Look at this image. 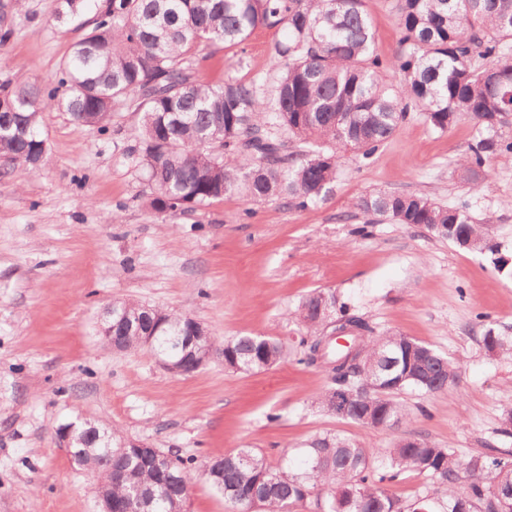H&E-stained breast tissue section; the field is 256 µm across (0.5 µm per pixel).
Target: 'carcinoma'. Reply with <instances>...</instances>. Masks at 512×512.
I'll list each match as a JSON object with an SVG mask.
<instances>
[{
  "label": "carcinoma",
  "mask_w": 512,
  "mask_h": 512,
  "mask_svg": "<svg viewBox=\"0 0 512 512\" xmlns=\"http://www.w3.org/2000/svg\"><path fill=\"white\" fill-rule=\"evenodd\" d=\"M66 15H93L92 28L72 48L49 86L0 84V158L9 176L43 162L42 112L57 107L80 124L105 127L111 112L127 107L142 114L134 148L146 176L149 203L160 214L193 212L226 195L253 201L286 199L307 207L325 197L339 174V150L348 146L371 157L392 138L409 113L418 112L446 131L466 120L478 136L461 162L475 180L486 162L512 151L500 130L512 125V0H398L400 52L384 62L373 51L374 33L363 0H61ZM258 27H283L274 46L278 81L267 98L263 82L195 81L202 43L239 44ZM399 75L387 82L386 72ZM355 206L367 216L418 224L463 249L496 255L483 225L465 205L448 207L424 194L379 192ZM118 310L140 322L113 327L126 350L137 336L162 325L153 351H174L168 336H180L188 317L166 308L119 299ZM305 329L300 358L321 365L330 385L316 401L324 410L336 390H364L371 403L355 400L346 420L395 429L408 419L397 400L407 391L433 394L454 385L460 365L416 341L417 371L390 390L366 388L400 372L395 365L405 336L379 333L369 320L333 294L314 291L291 312ZM360 334L365 354L355 360L343 349H319L331 320ZM484 347L512 356V336L484 329ZM224 356L225 370L249 373L278 364L284 345L273 338L237 336L213 342L211 357ZM74 461L99 479L97 492L124 504L126 484L107 475L132 473L141 489L140 512H180L195 465L165 453L158 467H142L117 429ZM303 465H272L253 448L217 454L198 464L203 479L238 509L297 512L313 500V512H512V453L494 448L461 456L423 436H399L388 448H363L335 434L313 438L300 450ZM407 471L424 474L437 488L409 504L391 498L386 480Z\"/></svg>",
  "instance_id": "carcinoma-1"
}]
</instances>
